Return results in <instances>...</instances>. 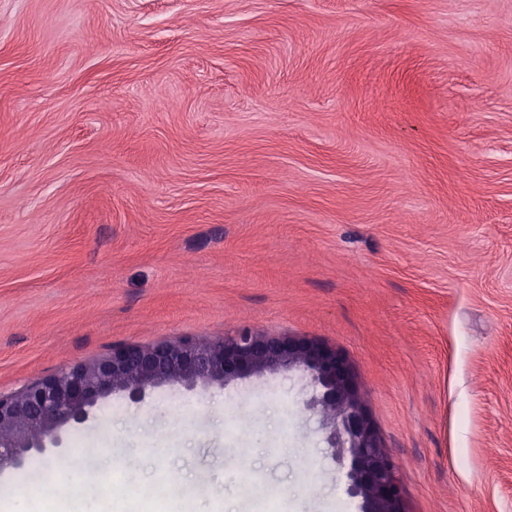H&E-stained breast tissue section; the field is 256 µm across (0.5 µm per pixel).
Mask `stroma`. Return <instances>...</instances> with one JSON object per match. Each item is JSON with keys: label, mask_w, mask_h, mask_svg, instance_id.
Returning <instances> with one entry per match:
<instances>
[{"label": "stroma", "mask_w": 512, "mask_h": 512, "mask_svg": "<svg viewBox=\"0 0 512 512\" xmlns=\"http://www.w3.org/2000/svg\"><path fill=\"white\" fill-rule=\"evenodd\" d=\"M244 328L346 353L407 512H512V0H0V395ZM307 397L112 396L0 507L359 512Z\"/></svg>", "instance_id": "35a3bbf8"}]
</instances>
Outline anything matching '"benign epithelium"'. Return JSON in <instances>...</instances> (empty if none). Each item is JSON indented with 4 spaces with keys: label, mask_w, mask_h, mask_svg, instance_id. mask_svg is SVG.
<instances>
[{
    "label": "benign epithelium",
    "mask_w": 512,
    "mask_h": 512,
    "mask_svg": "<svg viewBox=\"0 0 512 512\" xmlns=\"http://www.w3.org/2000/svg\"><path fill=\"white\" fill-rule=\"evenodd\" d=\"M300 371L313 394L307 409L320 417L332 459L344 471L347 494L361 512H406L394 457L364 405L347 356L322 341L300 336H263L242 331L222 339H192L128 346L88 363L65 367L0 397V472L21 466L30 452L44 454L59 431L81 424L118 394L132 402L172 385L224 387L263 374Z\"/></svg>",
    "instance_id": "7a95c632"
}]
</instances>
